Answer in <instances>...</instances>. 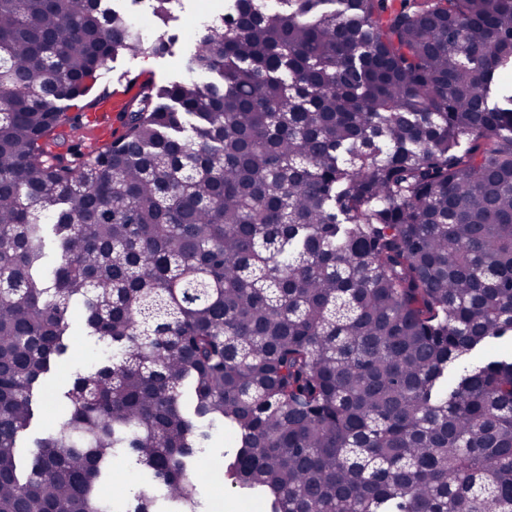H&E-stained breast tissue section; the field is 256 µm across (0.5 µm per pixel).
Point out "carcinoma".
I'll return each instance as SVG.
<instances>
[{"label":"carcinoma","mask_w":512,"mask_h":512,"mask_svg":"<svg viewBox=\"0 0 512 512\" xmlns=\"http://www.w3.org/2000/svg\"><path fill=\"white\" fill-rule=\"evenodd\" d=\"M148 49L0 0V512H112L118 459L126 512H203L216 431L270 512H512V0H225L83 152L71 103ZM89 351L86 345V336H72V343L67 357L58 365L53 378L48 383L42 396L40 417L37 424L20 440V447L25 456H30L32 442L43 431L48 429L59 430L60 420L57 417L58 394L76 370L84 366L89 360Z\"/></svg>","instance_id":"obj_1"}]
</instances>
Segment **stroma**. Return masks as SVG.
<instances>
[{"instance_id": "35a3bbf8", "label": "stroma", "mask_w": 512, "mask_h": 512, "mask_svg": "<svg viewBox=\"0 0 512 512\" xmlns=\"http://www.w3.org/2000/svg\"><path fill=\"white\" fill-rule=\"evenodd\" d=\"M113 3L141 19L146 38L164 35L170 52L163 56L150 53L120 56L101 71L96 84L79 105L83 113L89 114L95 112L99 99L108 96L114 104V112L103 125L84 130L83 148L87 151L101 148L123 133L122 112L125 107L137 105L145 83L162 84L184 79L183 61L193 48L203 21L224 12V0H177L169 22L163 25L153 17L148 0H113ZM88 359L85 337H73L67 357L58 365L45 388L37 424L20 440L23 454H30L34 438L43 431L59 429L58 394ZM197 479L203 487L208 512H237L236 504L242 495L225 479L224 460L220 455L208 454L201 458Z\"/></svg>"}]
</instances>
